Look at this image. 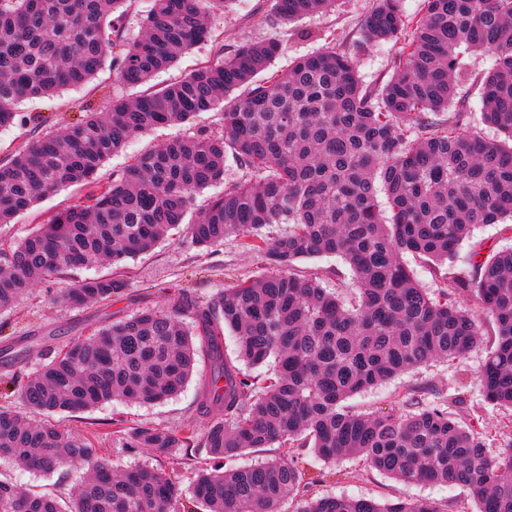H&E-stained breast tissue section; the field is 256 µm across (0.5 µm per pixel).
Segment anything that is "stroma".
<instances>
[{"instance_id":"35a3bbf8","label":"stroma","mask_w":512,"mask_h":512,"mask_svg":"<svg viewBox=\"0 0 512 512\" xmlns=\"http://www.w3.org/2000/svg\"><path fill=\"white\" fill-rule=\"evenodd\" d=\"M272 0H229L223 14L211 20L213 38L178 56L175 63L158 73L154 82L166 84L184 76L200 64L213 60L217 49L232 51L246 42H260L270 36L279 37L285 50L270 65L271 71L287 69L296 58L329 48L351 56L357 65L360 81L367 86L380 85L393 73L397 47L391 42L367 43L361 21L371 11L374 0H338L336 9L315 14L287 24H272ZM135 89L115 80L112 70L101 71L93 85L64 91L56 97L36 98L22 102L17 110L27 121L0 129V162L6 161L33 137V125L44 122L46 129L61 131L80 118L82 113L103 111L108 96H135ZM221 113L203 112L177 126L154 129L148 135L130 141L112 155L100 170L109 178L122 170L134 155L151 146L182 134L214 133L222 130ZM79 186H68L45 197L34 212L18 215L13 223L0 226V249H6L25 237L35 226L36 215H49L58 207L82 195ZM512 247V227L505 224H479L470 239L463 243L455 259L449 263L452 272H473L476 262L490 254ZM269 265L264 256L244 251L235 238L209 248L191 244L184 229H175L147 254L129 259L124 279L125 288L111 300L91 301L80 305L61 302L60 297L78 281L111 274L108 264L70 269L40 280L33 294L19 299L11 308L0 310V350L18 345V355L10 362L0 361V406L19 411L28 422L49 419L75 435L88 437L113 470L149 466L177 475L190 482L202 468H242L255 463L256 453L246 451L231 460L216 462L200 454L194 457L176 453L165 455L150 448H126L112 435L113 421L125 426L150 425L178 429L186 423L205 428L209 418L197 404V380H190L176 396L158 404L108 402L82 412H53L24 407L14 387L24 382L37 363L54 356L57 350L73 339L88 336L94 328L128 318L144 309L165 308L171 294L186 290L197 300L210 302L220 293L243 279L266 274ZM298 275L319 277L323 287L351 289L352 273L336 257H315L297 262ZM485 356L483 348L450 361H437L429 366L410 370L399 377L360 393L349 400L361 412L388 410L394 407L396 394L407 384L427 386L443 391L463 387L465 404L460 415L479 411L485 422L505 419V411L485 405L479 369ZM301 467L314 476L307 490L310 497L325 495L351 498H373L379 502L398 499L429 498L455 503L466 500L468 491L461 486L439 484L408 485L376 471L364 470L352 461L327 464L318 460L310 449H303ZM86 465L51 475L32 473L17 468L11 461L0 459V480L37 491L53 493L70 500L86 476Z\"/></svg>"}]
</instances>
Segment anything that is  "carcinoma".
<instances>
[{
	"mask_svg": "<svg viewBox=\"0 0 512 512\" xmlns=\"http://www.w3.org/2000/svg\"><path fill=\"white\" fill-rule=\"evenodd\" d=\"M126 2L0 0V128L18 122L19 102L85 86L108 65L118 82L141 88L62 134L35 136L0 163V224L62 187L86 189L0 251V310L42 275L99 261L119 267L184 223L195 246L233 237L273 269L212 303L176 292L164 310L94 329L28 376L18 398L49 413L117 399L159 402L176 395L203 358L210 373L200 405L212 415L204 431L117 420L112 435L125 448L160 454L195 449L228 459L273 447L279 454L201 470L185 487L153 468L117 475L88 438L1 407L0 458L46 474L83 462L89 475L65 506L0 481V512H282L285 504L290 512H447L428 499L308 498L302 448L406 484H459L473 512H512V420L477 431L454 410L462 396L431 400L412 385L402 388L407 410L399 414L346 405L407 370L484 343V401L512 410V249L487 257L472 275L443 270L473 225L512 220V0H423L412 16L403 0H375L365 38L401 43L393 75L378 88L363 87L353 59L334 48L260 77L284 50L276 36L155 88V73L212 37L208 19L227 0H154L141 37L128 44L114 17ZM334 2L274 0L275 17L290 22ZM476 51L493 61L479 79L481 121L503 140L481 135L463 107L455 122L439 119L457 104L455 77ZM238 88L243 96L226 104ZM199 112L223 113L224 132L175 137L99 177L129 140ZM229 158L248 179L189 216L197 193L224 183ZM273 224L286 229L270 238ZM406 253L433 263L443 280L438 293L418 284ZM326 255L352 271L350 296L295 273L296 262ZM123 287L87 278L66 300H108ZM477 310L493 321V336L484 337ZM226 329L236 340L233 360L224 356ZM262 366L264 374L247 372Z\"/></svg>",
	"mask_w": 512,
	"mask_h": 512,
	"instance_id": "cac0c4a2",
	"label": "carcinoma"
}]
</instances>
